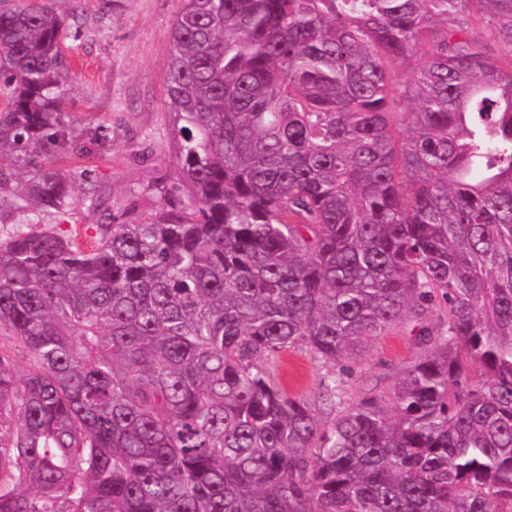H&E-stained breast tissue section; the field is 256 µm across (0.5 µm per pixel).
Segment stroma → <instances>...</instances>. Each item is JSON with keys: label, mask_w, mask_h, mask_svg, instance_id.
Returning a JSON list of instances; mask_svg holds the SVG:
<instances>
[{"label": "stroma", "mask_w": 512, "mask_h": 512, "mask_svg": "<svg viewBox=\"0 0 512 512\" xmlns=\"http://www.w3.org/2000/svg\"><path fill=\"white\" fill-rule=\"evenodd\" d=\"M50 4L61 20L64 63L56 95L72 142L100 137L103 148L77 155L57 145L45 155L53 168L78 175L65 209L29 206L17 194H0V237L33 219L40 228L84 233L96 223L90 205L102 194L112 214L126 222L155 212L160 203L185 200L177 177L175 136L165 111L163 73L170 32L182 0H30ZM405 322L375 338L353 373L343 375L342 406L391 387L423 348ZM288 395L317 400L325 367L309 353L291 349L277 362Z\"/></svg>", "instance_id": "1"}]
</instances>
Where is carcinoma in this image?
<instances>
[{"instance_id": "carcinoma-1", "label": "carcinoma", "mask_w": 512, "mask_h": 512, "mask_svg": "<svg viewBox=\"0 0 512 512\" xmlns=\"http://www.w3.org/2000/svg\"><path fill=\"white\" fill-rule=\"evenodd\" d=\"M183 204L0 239V512H512V0H182ZM60 19L0 5V158L69 143ZM419 57L410 79L393 73ZM18 183L62 209L74 181ZM423 356L327 423L407 317ZM277 371L288 395L317 401L326 368L309 353L298 349L284 352L277 362Z\"/></svg>"}]
</instances>
